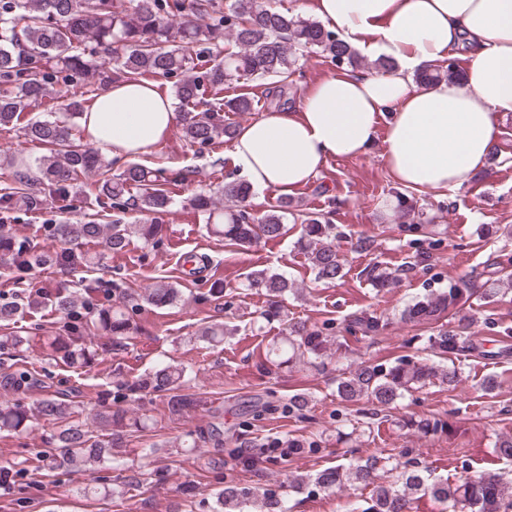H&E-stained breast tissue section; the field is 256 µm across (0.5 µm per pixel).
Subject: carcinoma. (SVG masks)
<instances>
[{
  "label": "carcinoma",
  "mask_w": 512,
  "mask_h": 512,
  "mask_svg": "<svg viewBox=\"0 0 512 512\" xmlns=\"http://www.w3.org/2000/svg\"><path fill=\"white\" fill-rule=\"evenodd\" d=\"M274 0H0V131L22 125L24 135L47 150L35 168L12 176L0 188V212H34L51 202L61 209L70 206L71 193L80 177L93 175L91 186L100 208L122 213L160 212L172 204L171 187L188 179L191 170L167 172L140 163L124 164L113 172V164L103 160L98 150L83 143L79 123L84 112L83 94L78 84L91 75L100 81L142 79L150 76L177 78L174 94L183 105L182 137L192 147L205 148L216 140L234 137L236 128L224 122V110L250 112L252 99L239 95L231 100H205L207 92L224 90V85L240 79H287L295 72L297 50L314 48L325 52L340 70L362 64V58L335 32L316 21L289 16L273 6ZM222 37L231 38L237 51L210 54V46ZM198 52H193V48ZM458 75L453 64L431 66L417 74L419 84L438 83ZM62 85L70 89L62 116L55 119L29 118L34 108L48 96L49 89ZM139 190L133 195L131 189ZM252 196L244 179L227 181L209 192L190 199L191 207L206 216L211 233L233 245L249 247L259 240L273 241L286 233L288 201L256 217L249 211ZM324 216L309 215L304 220L305 249L315 278L333 282L345 276L344 262L323 224ZM162 231L159 224H110L94 222L50 224L47 237L61 246H37L17 241L0 224V269L13 282L27 281L32 271L46 267L70 270L90 269L100 257L84 250L88 242L99 241L113 253L123 251L134 237L148 242ZM247 287L264 294L269 302L263 317L282 316L281 301L291 284L281 275L264 270L246 275ZM121 296L118 304L104 305L110 292ZM464 289L454 284L448 290L419 300L402 313L405 321H439L457 308ZM176 284L155 280L144 293L119 290V285L101 277H82L76 290L40 287L29 291L26 303H0V322L44 307L61 316V326L52 345L60 359L76 368L93 355L89 333L128 339L138 330L134 315L139 301L156 308L172 306L179 300ZM469 317L463 315L455 328L440 326L427 337L431 355L446 360L461 351H475L477 341L464 335ZM384 328L380 318L365 311L348 318L347 329L362 335ZM286 334L264 355V363L277 368L296 360L316 364L327 348L322 333L309 330L301 322L287 324ZM198 336L211 346L224 342V324L202 327ZM4 375L16 395L41 386L43 381L27 363L12 364ZM184 368L175 363L156 367L129 390L165 392L168 404L181 411L193 404L183 393ZM439 380L456 386V370L422 363L410 355H400L391 364L364 361L348 368L337 381L336 395L346 403L371 399L389 408L404 393ZM96 429L82 419L83 408L74 402L48 397L28 406L20 401L0 405V433L54 427L56 454L47 468L86 467L112 458V449L124 446L127 410L112 394L92 408ZM408 425L424 434L443 431L445 423L433 416L411 420ZM372 487L368 497L347 502V512H412L423 498L445 505L449 512H512V481L498 475L455 482L424 474L416 461H402L382 453L323 470L314 477H294L286 488L314 495L345 486ZM260 512H288L283 494L227 483L215 492L214 512H248L254 503Z\"/></svg>",
  "instance_id": "1"
}]
</instances>
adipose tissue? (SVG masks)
Wrapping results in <instances>:
<instances>
[{"mask_svg": "<svg viewBox=\"0 0 512 512\" xmlns=\"http://www.w3.org/2000/svg\"><path fill=\"white\" fill-rule=\"evenodd\" d=\"M324 25L390 73L342 72L307 89L297 107L239 127L229 153L252 188L292 192L336 157L383 138L394 180L420 193L457 187L492 149L496 112L512 111V0H308ZM464 53L461 80L415 84L416 71ZM178 115L156 82L120 80L81 119L89 142L115 156L165 141Z\"/></svg>", "mask_w": 512, "mask_h": 512, "instance_id": "obj_1", "label": "adipose tissue"}]
</instances>
